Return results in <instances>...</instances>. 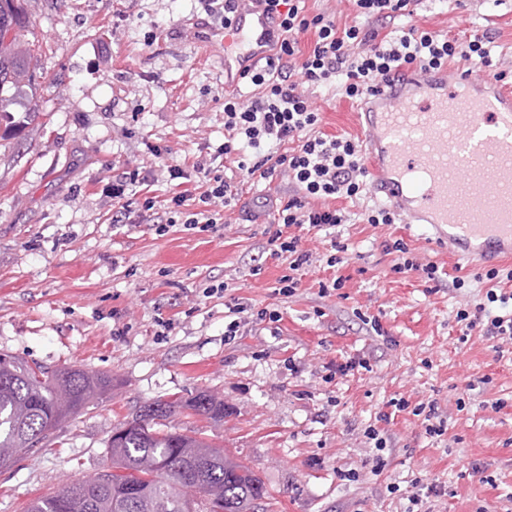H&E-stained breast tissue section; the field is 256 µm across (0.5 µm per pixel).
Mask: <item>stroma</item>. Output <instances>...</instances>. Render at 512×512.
Masks as SVG:
<instances>
[{"label":"stroma","instance_id":"1","mask_svg":"<svg viewBox=\"0 0 512 512\" xmlns=\"http://www.w3.org/2000/svg\"><path fill=\"white\" fill-rule=\"evenodd\" d=\"M30 37L48 78L37 117L15 105L17 141L0 147V353L50 368L112 378L107 402L89 405L12 467L0 469V512L29 505L109 468L113 430L158 400L209 392L224 418L178 410L169 429L194 430L260 477L266 512H403L415 479L433 482L431 512H512V353L472 331L457 309L482 302L485 267L435 246L421 224H363L370 191L336 200L346 224L324 235L299 230L312 255L295 294H276L285 260L272 259L277 201L287 177L245 186L229 227H177L158 236L115 222L112 175L149 172L166 194L169 170L192 174L196 156L224 146V37L186 33L198 0H25ZM459 39L496 35L498 68L512 80V0H422L415 14L382 22ZM329 135L359 137L356 103L334 87L312 96ZM403 239L443 277L394 272L385 246ZM344 244L328 267L332 243ZM466 287L453 288V277ZM341 278L339 289L320 283ZM227 285L252 310L227 337ZM169 327H161V320ZM382 333H375L372 322ZM363 367L330 377L346 357ZM438 401L447 430L425 435L410 410L384 423L390 399ZM380 430L383 450L367 436ZM384 468H376V457Z\"/></svg>","mask_w":512,"mask_h":512}]
</instances>
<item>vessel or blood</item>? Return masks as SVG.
Wrapping results in <instances>:
<instances>
[{
    "instance_id": "1",
    "label": "vessel or blood",
    "mask_w": 512,
    "mask_h": 512,
    "mask_svg": "<svg viewBox=\"0 0 512 512\" xmlns=\"http://www.w3.org/2000/svg\"><path fill=\"white\" fill-rule=\"evenodd\" d=\"M275 33L261 8L235 14L224 36L225 90L269 55ZM357 120L372 189L397 217L427 225L458 257L512 261V86L455 63L405 69L374 87Z\"/></svg>"
}]
</instances>
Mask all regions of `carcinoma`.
Segmentation results:
<instances>
[{
	"instance_id": "carcinoma-1",
	"label": "carcinoma",
	"mask_w": 512,
	"mask_h": 512,
	"mask_svg": "<svg viewBox=\"0 0 512 512\" xmlns=\"http://www.w3.org/2000/svg\"><path fill=\"white\" fill-rule=\"evenodd\" d=\"M21 0H0V121L18 99L37 98V60ZM112 394V377L80 369H51L0 353V468L42 443L50 431ZM176 403L156 401L112 432L107 453L112 483L67 484L32 502L27 512H264V483L224 451L162 422ZM198 416L224 418V400L200 393L184 404Z\"/></svg>"
}]
</instances>
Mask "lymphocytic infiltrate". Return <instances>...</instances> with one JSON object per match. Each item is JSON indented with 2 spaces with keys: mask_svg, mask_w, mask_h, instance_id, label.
Returning a JSON list of instances; mask_svg holds the SVG:
<instances>
[{
  "mask_svg": "<svg viewBox=\"0 0 512 512\" xmlns=\"http://www.w3.org/2000/svg\"><path fill=\"white\" fill-rule=\"evenodd\" d=\"M355 2L360 23L340 26L324 14H307L296 0H257L278 21L274 53L247 73L254 88L250 101L230 92L224 95L223 154H238V168L248 179L267 181L279 173L293 188L276 208L278 227L268 239L271 257L288 260L289 272L279 278L277 289L285 296L297 290L298 272L311 263L299 236L289 235V228L325 231L345 223L344 212L332 202L357 198L367 176L363 150L355 139L319 131L321 118L306 87L337 83L346 98L359 100L405 66L427 72L464 60L491 70L497 67L491 32L465 41L415 27L382 36L366 27V20L413 14L421 0ZM310 30L316 39L305 51L300 37ZM193 168L198 178L192 187L170 190L161 204L152 195L138 197V188L148 183L139 169L122 171L112 178V201L121 215H136L139 223L161 236L179 224L188 230L217 231L225 209L237 205L243 187L224 177L213 160L198 159ZM455 319L466 330L480 329L486 339L512 343V292L488 290L485 302L471 310L458 309Z\"/></svg>",
  "mask_w": 512,
  "mask_h": 512,
  "instance_id": "f902f5d3",
  "label": "lymphocytic infiltrate"
}]
</instances>
